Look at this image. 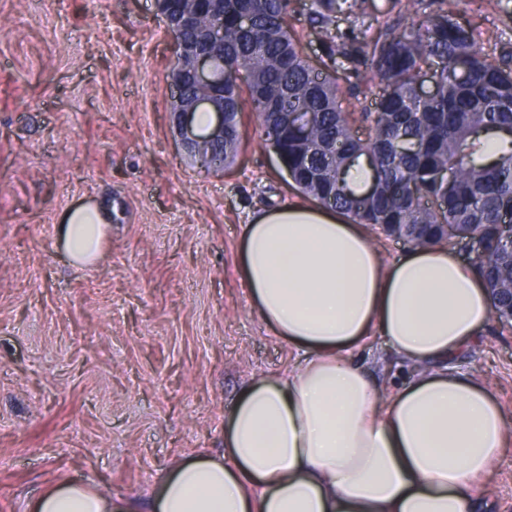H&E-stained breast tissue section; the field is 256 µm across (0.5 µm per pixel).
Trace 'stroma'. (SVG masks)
<instances>
[{"instance_id":"obj_1","label":"stroma","mask_w":512,"mask_h":512,"mask_svg":"<svg viewBox=\"0 0 512 512\" xmlns=\"http://www.w3.org/2000/svg\"><path fill=\"white\" fill-rule=\"evenodd\" d=\"M485 49L512 41V0H454ZM175 60L155 0H0V512L75 480L148 499L160 474L224 451L248 382L301 353L258 317L241 274L251 215L300 200L245 115L234 163L176 141ZM108 202L94 265H72L60 217ZM383 394L410 370L371 338L353 351ZM512 422V326L457 357ZM512 512V447L482 489Z\"/></svg>"}]
</instances>
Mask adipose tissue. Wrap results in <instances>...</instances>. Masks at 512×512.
Here are the masks:
<instances>
[{"label": "adipose tissue", "instance_id": "adipose-tissue-1", "mask_svg": "<svg viewBox=\"0 0 512 512\" xmlns=\"http://www.w3.org/2000/svg\"><path fill=\"white\" fill-rule=\"evenodd\" d=\"M71 259L94 262L106 204L64 212ZM242 274L261 320L304 359L251 380L224 426L219 457L159 478L151 512H474L507 439L506 417L451 365L492 317L477 269L441 245L384 263L364 225L306 202L251 217ZM414 372L381 398L347 354L372 335ZM29 512H140L79 482L53 486Z\"/></svg>", "mask_w": 512, "mask_h": 512}]
</instances>
